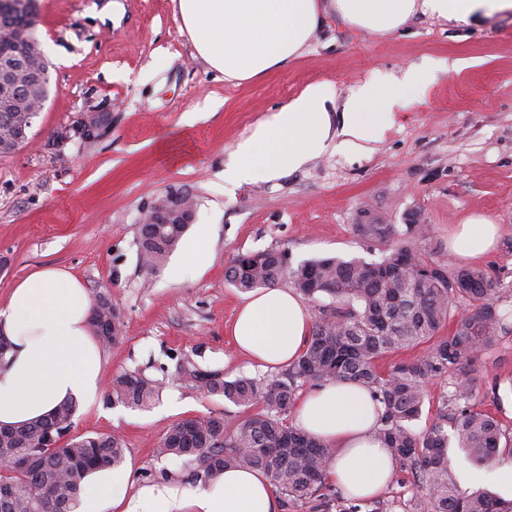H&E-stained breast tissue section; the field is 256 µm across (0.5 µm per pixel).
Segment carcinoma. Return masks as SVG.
<instances>
[{
	"instance_id": "obj_1",
	"label": "carcinoma",
	"mask_w": 512,
	"mask_h": 512,
	"mask_svg": "<svg viewBox=\"0 0 512 512\" xmlns=\"http://www.w3.org/2000/svg\"><path fill=\"white\" fill-rule=\"evenodd\" d=\"M0 0V67L29 58L38 49L36 4L27 9ZM9 98L15 111L0 105V143L27 133L36 113V99L46 97L33 79L22 78L9 88L0 86V101ZM168 224H143L139 254L151 269L163 266L188 229L180 208ZM362 238L391 247L378 260L325 257L292 265L284 249L239 253L227 268V281L242 292L271 288L287 280L316 303V318L298 361L276 378L240 376L232 381L217 371H203L190 359L176 365V374L208 395H221L248 414L231 432L224 418L208 416L176 423L160 440L156 454L189 457L195 479L215 483L227 468L262 470L277 492L294 500H326V474L334 450L288 423L297 391L306 384L348 380L367 387L381 404L380 433L396 464L411 473L422 495L410 512H512V500L489 491L465 494L450 470L448 432L476 464L491 461L506 449L512 434L499 421L472 404L473 387L466 378L450 383L441 397L432 424L416 431L428 399V385L454 373L463 359L473 360L497 337L512 333V281L491 277L479 268L448 274L445 265L423 256L417 243L426 240L427 224H356ZM326 296L330 302L324 303ZM459 299L469 312L455 321L446 336L439 329L449 321L450 301ZM91 324L103 344L117 340L112 327L123 324L122 310L106 294L96 296ZM427 345L410 362L382 371L378 362L388 353ZM159 385L139 372H124L112 380L109 402L131 408L148 407ZM76 406H60L59 426L48 420L10 428L14 438L0 439V456L13 458L15 449L31 459L26 469L12 467L0 475V490H11L0 512H78L80 486L93 468L120 465L126 444L117 434L68 437Z\"/></svg>"
}]
</instances>
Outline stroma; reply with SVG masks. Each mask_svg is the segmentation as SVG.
I'll list each match as a JSON object with an SVG mask.
<instances>
[{"label":"stroma","mask_w":512,"mask_h":512,"mask_svg":"<svg viewBox=\"0 0 512 512\" xmlns=\"http://www.w3.org/2000/svg\"><path fill=\"white\" fill-rule=\"evenodd\" d=\"M37 0L36 28L49 64L47 100L26 140L0 154V306L13 286L47 265L70 271L89 295L109 288L124 315L121 338L104 346L103 383L138 371L161 385L145 410L102 402L76 412L72 435L118 434L134 486L195 489L193 463L154 455L186 418L220 415L233 429L245 413L203 395L174 374L190 358L225 379L274 376L235 346L230 326L245 298L225 277L240 253L287 250L292 264L322 258L380 259L385 244L354 231L368 218L430 225L422 248L446 264L448 233L472 213L502 227L497 249L480 260L512 280V15L465 26L423 16L369 34L328 14L303 54L242 82L225 80L180 31L176 0ZM462 61L437 70L417 98L395 107L394 125L372 150L328 148L278 180L224 188L238 140L265 113L307 86L328 83L340 111L359 86L383 82L428 59ZM104 115L94 139L74 130ZM193 203L209 226L216 258L202 270L177 256L151 270L138 252L144 214L167 197ZM459 377L474 400L512 430V335L498 337Z\"/></svg>","instance_id":"obj_1"}]
</instances>
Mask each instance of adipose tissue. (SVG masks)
Segmentation results:
<instances>
[{
  "mask_svg": "<svg viewBox=\"0 0 512 512\" xmlns=\"http://www.w3.org/2000/svg\"><path fill=\"white\" fill-rule=\"evenodd\" d=\"M359 30L383 33L415 14L478 25L512 14V0H178L182 31L198 55L225 78L247 80L301 55L326 10ZM428 66L358 87L341 112L327 104L329 84L308 86L295 99L264 115L236 144L224 168V184L271 181L303 167L328 145L369 151L394 122L401 97L422 92ZM499 225L477 216L457 225L448 242L454 258L484 255L496 245ZM91 299L67 270L47 265L21 279L0 307V338L9 349L0 360V426L51 416L63 403L96 402L102 394V354L90 326ZM312 328L307 305L287 288H262L240 305L230 333L251 360L288 367L304 349ZM308 434L334 448L330 483L343 495L371 499L391 484L395 460L379 433L380 407L364 387L346 380L310 387L294 412ZM126 467L90 472L81 484L82 512H278L266 474L231 468L219 481L186 490L151 485L129 492Z\"/></svg>",
  "mask_w": 512,
  "mask_h": 512,
  "instance_id": "adipose-tissue-1",
  "label": "adipose tissue"
}]
</instances>
